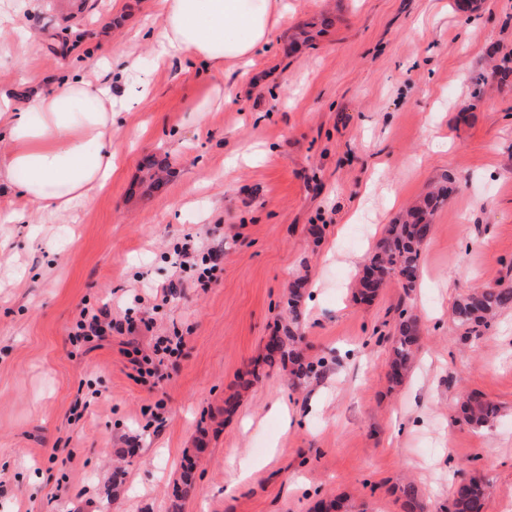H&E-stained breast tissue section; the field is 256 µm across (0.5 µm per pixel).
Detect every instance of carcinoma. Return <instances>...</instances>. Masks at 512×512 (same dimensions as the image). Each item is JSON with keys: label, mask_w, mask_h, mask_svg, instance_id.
Wrapping results in <instances>:
<instances>
[{"label": "carcinoma", "mask_w": 512, "mask_h": 512, "mask_svg": "<svg viewBox=\"0 0 512 512\" xmlns=\"http://www.w3.org/2000/svg\"><path fill=\"white\" fill-rule=\"evenodd\" d=\"M448 187L443 185L411 206L397 223L387 226L384 237L364 267V274L355 283L356 297L362 300L373 298L393 278L400 280L404 289L412 288L419 278L420 252L433 232L432 219ZM304 298V284L297 282L288 288V325L283 334L273 336L266 345L261 363L255 364L250 375L259 374V367L272 368L278 364L291 365V374L301 381L321 374L324 360L312 361L300 349L303 336L299 331L300 304ZM512 309V283L501 282L494 287L471 290L461 295L453 305L452 315L463 329L466 340H478L485 335L496 315ZM420 326L415 315L408 309L398 312V323L392 337V352L389 361L388 379L394 385L401 384L411 369L419 348ZM498 408L478 397L464 402V421L474 428L488 426L497 416ZM463 478L457 482L448 499L446 512H484L487 486L479 478L461 472ZM401 494L406 512H424V504L418 486L406 483Z\"/></svg>", "instance_id": "cac0c4a2"}]
</instances>
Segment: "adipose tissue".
<instances>
[{"label":"adipose tissue","instance_id":"adipose-tissue-1","mask_svg":"<svg viewBox=\"0 0 512 512\" xmlns=\"http://www.w3.org/2000/svg\"><path fill=\"white\" fill-rule=\"evenodd\" d=\"M156 60L184 55L207 72L250 64L286 17L285 0H159ZM114 95L109 82L66 74L51 89L32 90L0 106V189L18 192L23 207L0 224L25 222L28 212L55 214L92 204L115 173Z\"/></svg>","mask_w":512,"mask_h":512}]
</instances>
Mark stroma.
<instances>
[{
  "instance_id": "35a3bbf8",
  "label": "stroma",
  "mask_w": 512,
  "mask_h": 512,
  "mask_svg": "<svg viewBox=\"0 0 512 512\" xmlns=\"http://www.w3.org/2000/svg\"><path fill=\"white\" fill-rule=\"evenodd\" d=\"M288 6L243 76L156 64L160 23L139 0H0L1 95L70 70L97 79L102 56L136 61L125 87L150 79L119 110V169L90 207L0 224V512H314L333 498L404 512L410 480L440 512L462 467L487 482L485 512H512V310L478 341L451 315L470 288L512 280V86L491 77L512 54V0ZM214 86L224 104L197 125ZM447 176L415 288L394 280L354 299L387 224ZM187 234L224 241L209 288L165 260ZM299 278L305 352L325 368L297 388L279 366L248 381ZM137 294L150 328L70 342L81 309L117 316ZM401 301L421 349L394 387L374 333ZM175 332L168 381L137 382L125 350ZM470 396L498 406L492 426L460 421ZM158 402L157 423L146 410ZM276 403L287 419L270 416ZM189 455L196 491L177 502ZM244 455L257 466L236 486Z\"/></svg>"
}]
</instances>
